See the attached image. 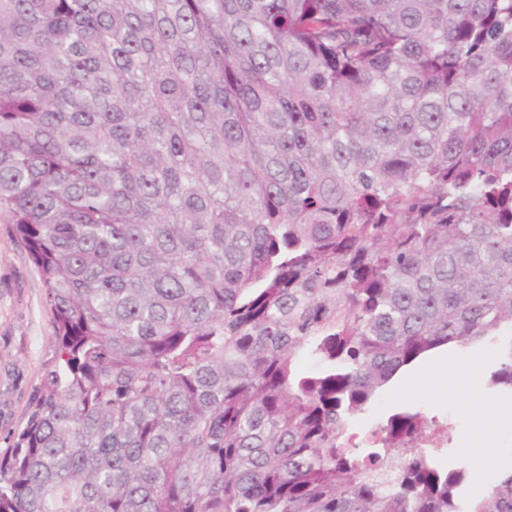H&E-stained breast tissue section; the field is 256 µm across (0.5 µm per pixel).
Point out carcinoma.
I'll list each match as a JSON object with an SVG mask.
<instances>
[{"label":"carcinoma","mask_w":512,"mask_h":512,"mask_svg":"<svg viewBox=\"0 0 512 512\" xmlns=\"http://www.w3.org/2000/svg\"><path fill=\"white\" fill-rule=\"evenodd\" d=\"M0 213L55 355L0 512H512L360 419L498 347L512 0H0Z\"/></svg>","instance_id":"obj_1"}]
</instances>
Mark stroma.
<instances>
[{"instance_id":"35a3bbf8","label":"stroma","mask_w":512,"mask_h":512,"mask_svg":"<svg viewBox=\"0 0 512 512\" xmlns=\"http://www.w3.org/2000/svg\"><path fill=\"white\" fill-rule=\"evenodd\" d=\"M53 336L41 277L12 225L0 217V455L26 423L43 371L54 356ZM499 403V396L485 385L472 390L433 378L416 381L406 374L381 391L365 421L372 427L404 408L448 419L456 435L448 460L465 464L468 489L479 490L489 482L480 468L489 439L498 443L497 465H512V424L489 431L475 421L481 414L495 417Z\"/></svg>"}]
</instances>
